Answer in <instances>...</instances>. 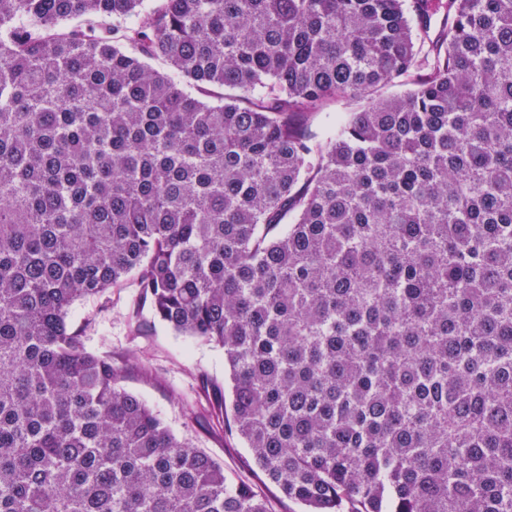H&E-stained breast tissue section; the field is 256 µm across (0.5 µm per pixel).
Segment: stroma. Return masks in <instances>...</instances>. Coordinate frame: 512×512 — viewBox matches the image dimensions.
Segmentation results:
<instances>
[{"label":"stroma","mask_w":512,"mask_h":512,"mask_svg":"<svg viewBox=\"0 0 512 512\" xmlns=\"http://www.w3.org/2000/svg\"><path fill=\"white\" fill-rule=\"evenodd\" d=\"M71 323L86 348L111 357L121 384L151 406L181 440L224 466L228 481L250 488L269 512H303L255 465L249 449L224 432V352L182 336L141 305L135 280L77 302Z\"/></svg>","instance_id":"35a3bbf8"}]
</instances>
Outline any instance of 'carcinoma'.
<instances>
[{
	"mask_svg": "<svg viewBox=\"0 0 512 512\" xmlns=\"http://www.w3.org/2000/svg\"><path fill=\"white\" fill-rule=\"evenodd\" d=\"M142 5L0 0V512H268L73 329L130 276L307 512H512V0ZM348 111L349 106L344 102L331 104L324 111L309 116V131L317 138H323L336 125V117H340Z\"/></svg>",
	"mask_w": 512,
	"mask_h": 512,
	"instance_id": "carcinoma-1",
	"label": "carcinoma"
}]
</instances>
